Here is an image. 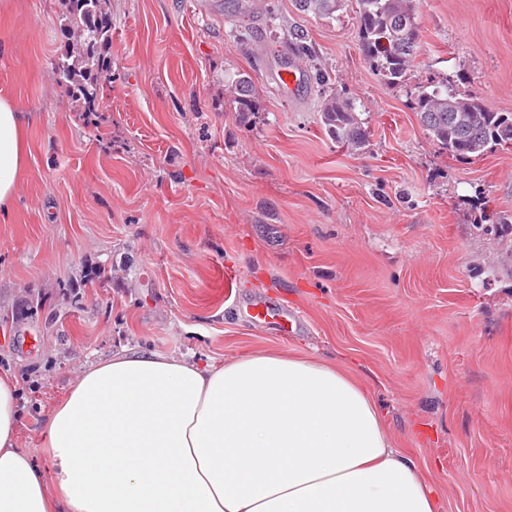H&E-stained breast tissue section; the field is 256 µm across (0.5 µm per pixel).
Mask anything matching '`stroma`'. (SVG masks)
Masks as SVG:
<instances>
[{"mask_svg":"<svg viewBox=\"0 0 512 512\" xmlns=\"http://www.w3.org/2000/svg\"><path fill=\"white\" fill-rule=\"evenodd\" d=\"M111 0L112 79L86 113L56 83L62 0L0 12V94L28 116L15 202L0 213V373L19 445L43 455L49 410L122 346L218 362L276 350L351 364L395 448L445 512H512V146L458 158L411 107L447 78L512 112V0H414L422 54L386 86L359 50L356 0L314 17L293 0ZM316 62L370 133L331 140L320 93L272 74ZM248 73L241 122L228 79ZM295 312L283 334L247 304Z\"/></svg>","mask_w":512,"mask_h":512,"instance_id":"35a3bbf8","label":"stroma"}]
</instances>
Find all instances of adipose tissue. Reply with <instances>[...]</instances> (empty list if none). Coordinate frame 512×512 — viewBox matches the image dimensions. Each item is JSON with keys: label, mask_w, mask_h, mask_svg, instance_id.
<instances>
[{"label": "adipose tissue", "mask_w": 512, "mask_h": 512, "mask_svg": "<svg viewBox=\"0 0 512 512\" xmlns=\"http://www.w3.org/2000/svg\"><path fill=\"white\" fill-rule=\"evenodd\" d=\"M0 96V211L28 153ZM0 375V512H442L351 371L282 352L221 363L128 349L87 365L46 419L50 471L18 445Z\"/></svg>", "instance_id": "adipose-tissue-1"}]
</instances>
